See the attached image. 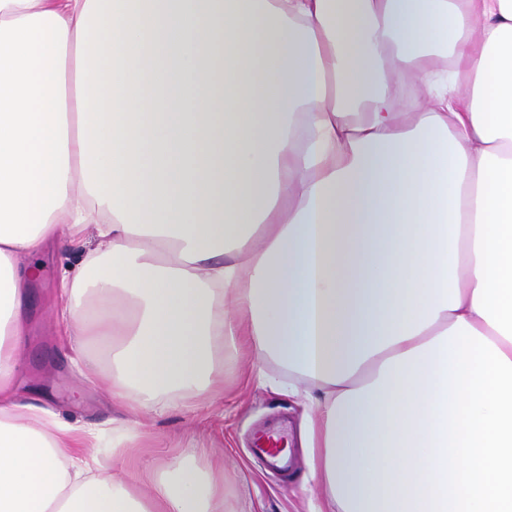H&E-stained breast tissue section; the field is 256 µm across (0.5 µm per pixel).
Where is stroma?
<instances>
[{"mask_svg": "<svg viewBox=\"0 0 512 512\" xmlns=\"http://www.w3.org/2000/svg\"><path fill=\"white\" fill-rule=\"evenodd\" d=\"M85 257L84 247L58 240L37 258L39 276L28 289L24 376L18 382L21 399L59 420L99 429L94 454L96 464L103 467L117 465L135 451L140 468L155 474L189 454L202 468L222 458L224 512H310L321 503L325 488L312 480L303 464L304 405L281 386L260 385L253 365L261 363L265 374L280 382L287 380L288 372L274 358L256 359L243 345L224 351L223 393L207 401L188 390L159 396L150 431L141 435L108 379V354L62 339L52 317L62 277L74 272ZM262 434L287 441L291 456L300 463L297 472L279 473L254 454V442Z\"/></svg>", "mask_w": 512, "mask_h": 512, "instance_id": "1", "label": "stroma"}]
</instances>
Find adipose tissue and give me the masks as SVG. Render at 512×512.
Wrapping results in <instances>:
<instances>
[{"mask_svg":"<svg viewBox=\"0 0 512 512\" xmlns=\"http://www.w3.org/2000/svg\"><path fill=\"white\" fill-rule=\"evenodd\" d=\"M90 228L56 317L139 427L240 336L307 386L313 512H417L447 331L512 360V0H0V512H224L18 397L26 260Z\"/></svg>","mask_w":512,"mask_h":512,"instance_id":"ef3b65f1","label":"adipose tissue"}]
</instances>
